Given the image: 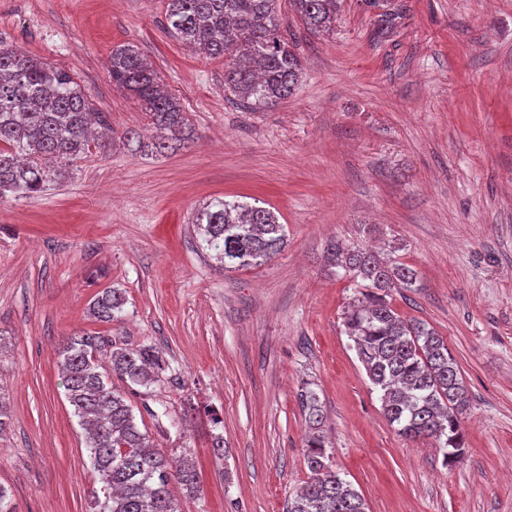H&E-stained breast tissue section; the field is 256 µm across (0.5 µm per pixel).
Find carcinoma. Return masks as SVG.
<instances>
[{"mask_svg":"<svg viewBox=\"0 0 512 512\" xmlns=\"http://www.w3.org/2000/svg\"><path fill=\"white\" fill-rule=\"evenodd\" d=\"M310 29L331 30L336 0H291ZM374 14L377 33L392 32L402 18L395 0H361ZM167 29L184 44L224 58V90L254 107L288 98L302 78L298 54L284 34L277 0H168ZM112 83L135 94L161 135L155 149L173 151L190 139L179 103L165 94L158 75L132 45L112 50ZM114 134L106 113L87 100L74 75L0 39V199L37 194L58 175L52 161L72 162L91 144L106 146ZM194 233L215 252L224 269L266 263L286 243L284 225L270 210L240 201L216 200L193 215ZM327 263L348 279L356 294L344 311L346 336L371 384L381 392L384 414L407 438L444 441L445 458L463 454L459 415L469 397L448 345L424 322L403 320L386 299L391 288H413L415 271L363 247L334 241ZM125 297L115 288L98 295L93 316L122 319ZM131 385H145L163 370L151 346L119 347L108 336H72L59 353L67 398L87 430V448L101 477L96 512H177L172 485L199 491L190 461L178 465L150 443L135 422L126 397L112 388L100 359ZM300 404L313 433L305 461L309 480L288 498L287 512H365L361 494L336 474L326 453L324 413L317 394L304 390Z\"/></svg>","mask_w":512,"mask_h":512,"instance_id":"carcinoma-1","label":"carcinoma"}]
</instances>
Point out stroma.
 I'll list each match as a JSON object with an SVG mask.
<instances>
[{"label": "stroma", "instance_id": "1", "mask_svg": "<svg viewBox=\"0 0 512 512\" xmlns=\"http://www.w3.org/2000/svg\"><path fill=\"white\" fill-rule=\"evenodd\" d=\"M406 5L378 38L360 0H339L320 34L278 0L302 78L250 108L225 92L223 59L167 31V0H0V39L73 73L117 134L150 135L108 70L125 44L194 130L175 152L91 151L42 192L0 199V486L15 512H92L101 484L58 365L85 331L161 351L158 382L112 385L151 443L194 462L200 490L176 493L178 512H286L309 477L305 389L366 512H512V0ZM215 199L273 210L285 248L225 271L191 224ZM334 239L416 272L388 300L459 365L470 401L456 462L386 419L344 333L356 290L325 261ZM106 288L126 298L122 322L90 312Z\"/></svg>", "mask_w": 512, "mask_h": 512}]
</instances>
